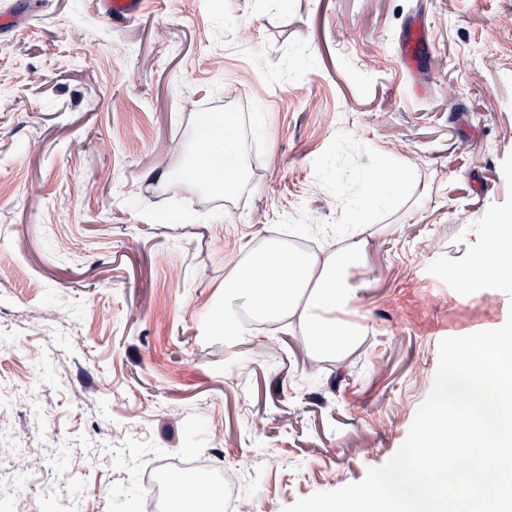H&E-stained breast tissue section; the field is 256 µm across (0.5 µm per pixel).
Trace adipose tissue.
<instances>
[{"label": "adipose tissue", "mask_w": 512, "mask_h": 512, "mask_svg": "<svg viewBox=\"0 0 512 512\" xmlns=\"http://www.w3.org/2000/svg\"><path fill=\"white\" fill-rule=\"evenodd\" d=\"M364 242L325 257H308L272 244L252 255L224 284V310L250 306L268 317L298 315L310 344L321 353L343 356L353 349L361 328L345 320L355 302L351 271Z\"/></svg>", "instance_id": "obj_1"}]
</instances>
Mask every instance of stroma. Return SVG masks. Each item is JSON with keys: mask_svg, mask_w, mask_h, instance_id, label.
I'll list each match as a JSON object with an SVG mask.
<instances>
[{"mask_svg": "<svg viewBox=\"0 0 512 512\" xmlns=\"http://www.w3.org/2000/svg\"><path fill=\"white\" fill-rule=\"evenodd\" d=\"M0 498L33 453L30 512H121L141 465L186 444L243 472L247 512L362 481L407 438L438 344L501 327L512 298L428 271L462 258L508 194L512 0H0ZM422 21L418 77L399 42ZM232 112L246 180L179 174L197 118ZM408 181L364 222L372 170ZM169 180L155 186L153 174ZM365 241L351 281L363 335L310 371L297 320L216 329L224 282L271 229ZM142 0H100L103 14L109 19H123L140 11Z\"/></svg>", "mask_w": 512, "mask_h": 512, "instance_id": "stroma-1", "label": "stroma"}]
</instances>
